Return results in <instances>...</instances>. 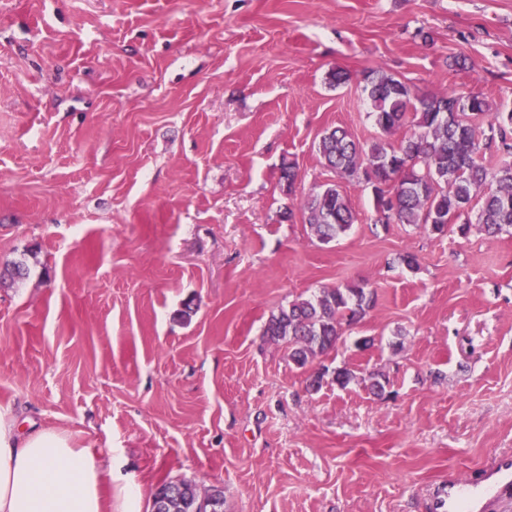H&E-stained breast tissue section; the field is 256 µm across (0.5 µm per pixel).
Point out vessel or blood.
I'll return each mask as SVG.
<instances>
[{
    "mask_svg": "<svg viewBox=\"0 0 512 512\" xmlns=\"http://www.w3.org/2000/svg\"><path fill=\"white\" fill-rule=\"evenodd\" d=\"M512 503V454L500 452L475 478L449 477L432 494L430 512H504Z\"/></svg>",
    "mask_w": 512,
    "mask_h": 512,
    "instance_id": "vessel-or-blood-1",
    "label": "vessel or blood"
}]
</instances>
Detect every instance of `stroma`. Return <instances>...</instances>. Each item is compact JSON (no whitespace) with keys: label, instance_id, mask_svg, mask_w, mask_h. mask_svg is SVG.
<instances>
[{"label":"stroma","instance_id":"obj_1","mask_svg":"<svg viewBox=\"0 0 512 512\" xmlns=\"http://www.w3.org/2000/svg\"><path fill=\"white\" fill-rule=\"evenodd\" d=\"M376 68L512 111V0H0V268L28 269L0 287V413L111 464L112 512L179 480L223 512H429L512 449V234L377 225L317 151L379 137ZM330 184L358 220L325 244L302 204ZM360 281L373 308L311 366L265 340Z\"/></svg>","mask_w":512,"mask_h":512}]
</instances>
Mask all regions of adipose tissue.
<instances>
[{"mask_svg": "<svg viewBox=\"0 0 512 512\" xmlns=\"http://www.w3.org/2000/svg\"><path fill=\"white\" fill-rule=\"evenodd\" d=\"M112 472L63 432L19 431L0 416V512H105Z\"/></svg>", "mask_w": 512, "mask_h": 512, "instance_id": "adipose-tissue-1", "label": "adipose tissue"}]
</instances>
